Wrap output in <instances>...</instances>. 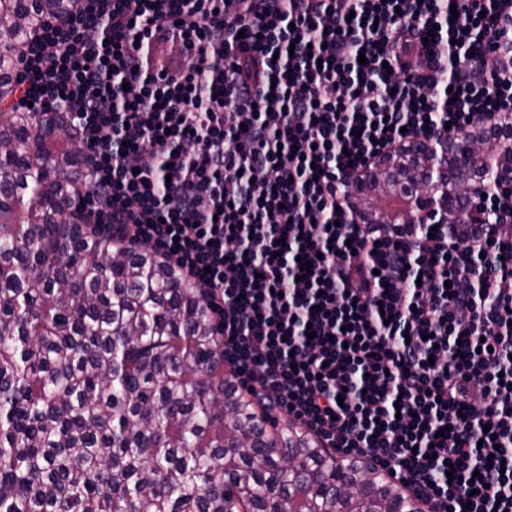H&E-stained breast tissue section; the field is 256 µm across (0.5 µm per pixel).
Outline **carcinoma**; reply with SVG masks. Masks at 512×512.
<instances>
[{
  "mask_svg": "<svg viewBox=\"0 0 512 512\" xmlns=\"http://www.w3.org/2000/svg\"><path fill=\"white\" fill-rule=\"evenodd\" d=\"M74 0H0V102L19 52ZM481 161L465 173L461 155ZM63 114L0 112V512H411L361 458L331 462L224 378L196 288L94 235ZM512 180V126L415 139L350 188L366 224H474Z\"/></svg>",
  "mask_w": 512,
  "mask_h": 512,
  "instance_id": "cac0c4a2",
  "label": "carcinoma"
}]
</instances>
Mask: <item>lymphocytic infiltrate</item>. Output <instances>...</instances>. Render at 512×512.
Instances as JSON below:
<instances>
[{
	"label": "lymphocytic infiltrate",
	"mask_w": 512,
	"mask_h": 512,
	"mask_svg": "<svg viewBox=\"0 0 512 512\" xmlns=\"http://www.w3.org/2000/svg\"><path fill=\"white\" fill-rule=\"evenodd\" d=\"M21 59L5 111L81 145L69 212L194 284L241 390L427 512H512V181L460 227L349 199L512 126V0H75Z\"/></svg>",
	"instance_id": "obj_1"
}]
</instances>
